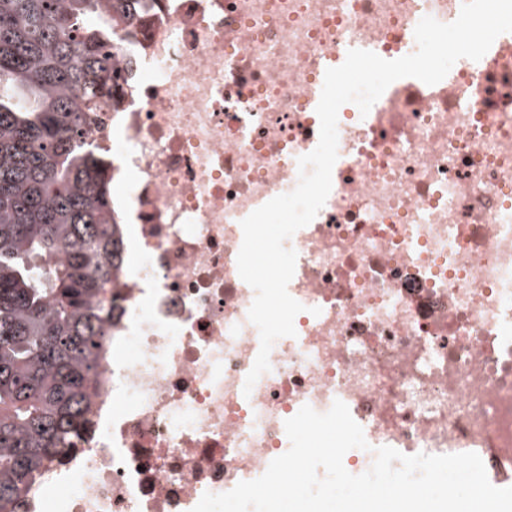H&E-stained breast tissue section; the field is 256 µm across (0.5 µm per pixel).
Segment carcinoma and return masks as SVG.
I'll use <instances>...</instances> for the list:
<instances>
[{"mask_svg": "<svg viewBox=\"0 0 512 512\" xmlns=\"http://www.w3.org/2000/svg\"><path fill=\"white\" fill-rule=\"evenodd\" d=\"M123 0H0V512L84 442L112 319L111 182L87 142L112 102Z\"/></svg>", "mask_w": 512, "mask_h": 512, "instance_id": "obj_1", "label": "carcinoma"}]
</instances>
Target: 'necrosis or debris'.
Listing matches in <instances>:
<instances>
[{"instance_id":"necrosis-or-debris-1","label":"necrosis or debris","mask_w":512,"mask_h":512,"mask_svg":"<svg viewBox=\"0 0 512 512\" xmlns=\"http://www.w3.org/2000/svg\"><path fill=\"white\" fill-rule=\"evenodd\" d=\"M463 0H130L119 87L87 139L117 179L121 256L86 442L24 512H192L264 474L302 406L343 401L373 451L473 452L512 486V33L429 86L338 112L324 207L287 240L304 310L260 349L238 272L241 222L292 191L318 144L325 72L395 60Z\"/></svg>"}]
</instances>
